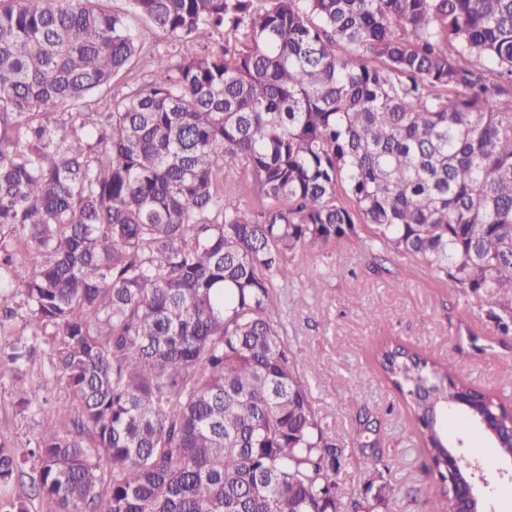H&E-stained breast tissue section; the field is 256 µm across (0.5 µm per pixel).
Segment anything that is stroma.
I'll return each mask as SVG.
<instances>
[{
    "label": "stroma",
    "instance_id": "obj_1",
    "mask_svg": "<svg viewBox=\"0 0 512 512\" xmlns=\"http://www.w3.org/2000/svg\"><path fill=\"white\" fill-rule=\"evenodd\" d=\"M310 278L321 281L319 291L304 288ZM276 296L273 316L290 356L305 369L316 410L345 446L336 479L339 512L378 475L391 487L382 512H440L416 426L374 352L383 340L399 341L451 362L479 391L512 399V335L499 333L486 298L464 296L420 260L350 241L298 252ZM20 382L40 388L45 401L37 414L19 412ZM67 400L48 348L37 349L17 380L0 382V443L32 447L39 421L63 423L58 409ZM448 437L470 466L484 512H512V459H503L464 418L449 422Z\"/></svg>",
    "mask_w": 512,
    "mask_h": 512
}]
</instances>
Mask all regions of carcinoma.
<instances>
[{
  "instance_id": "obj_1",
  "label": "carcinoma",
  "mask_w": 512,
  "mask_h": 512,
  "mask_svg": "<svg viewBox=\"0 0 512 512\" xmlns=\"http://www.w3.org/2000/svg\"><path fill=\"white\" fill-rule=\"evenodd\" d=\"M106 2L0 0V382L46 346L74 410L0 445V482L29 475L44 512H336L345 448L274 281L300 249L373 246L360 219L512 333V0ZM130 14L174 38L166 65ZM237 169L262 211L224 191ZM375 362L444 482L455 402L512 429L450 362L393 340Z\"/></svg>"
}]
</instances>
